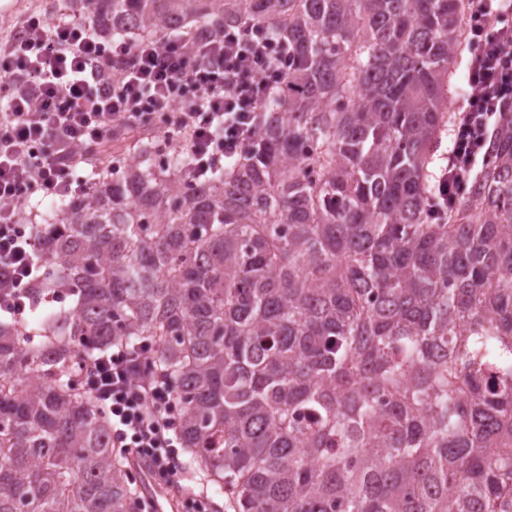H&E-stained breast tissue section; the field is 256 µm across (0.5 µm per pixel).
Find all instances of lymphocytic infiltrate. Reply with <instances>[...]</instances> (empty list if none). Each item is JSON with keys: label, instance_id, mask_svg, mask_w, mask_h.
<instances>
[{"label": "lymphocytic infiltrate", "instance_id": "lymphocytic-infiltrate-1", "mask_svg": "<svg viewBox=\"0 0 512 512\" xmlns=\"http://www.w3.org/2000/svg\"><path fill=\"white\" fill-rule=\"evenodd\" d=\"M471 48L466 88L437 178L436 209L447 208L483 165L498 114L512 109V0H468ZM288 43L250 23L215 37L174 33L157 41L102 39L91 16L33 18L0 55V312L31 310L41 268L36 245L53 225L23 219L17 198L62 200L87 192L80 166L163 119L168 141L190 159L194 181L242 156L255 114L288 69ZM144 355L116 346L84 370L112 416V445L151 459L181 481L185 464L177 401Z\"/></svg>", "mask_w": 512, "mask_h": 512}]
</instances>
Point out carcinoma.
<instances>
[{
	"mask_svg": "<svg viewBox=\"0 0 512 512\" xmlns=\"http://www.w3.org/2000/svg\"><path fill=\"white\" fill-rule=\"evenodd\" d=\"M138 40L248 21L285 82L224 171L136 162L44 214L42 295L0 318V512H135L128 456L80 376L150 346L190 467L224 512H512V112L448 211L467 0H63Z\"/></svg>",
	"mask_w": 512,
	"mask_h": 512,
	"instance_id": "obj_1",
	"label": "carcinoma"
}]
</instances>
